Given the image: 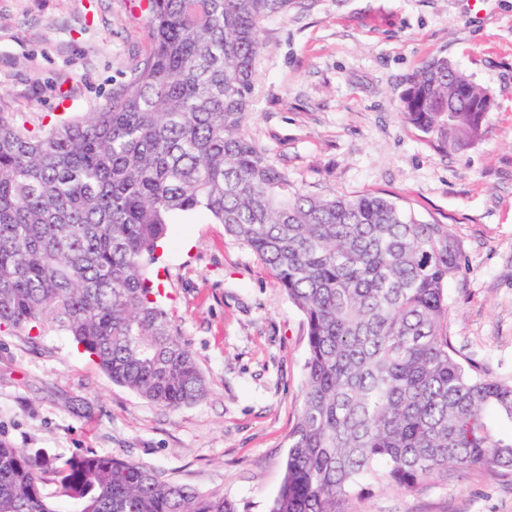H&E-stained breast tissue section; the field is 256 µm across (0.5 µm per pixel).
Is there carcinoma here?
Wrapping results in <instances>:
<instances>
[{
	"label": "carcinoma",
	"instance_id": "carcinoma-1",
	"mask_svg": "<svg viewBox=\"0 0 512 512\" xmlns=\"http://www.w3.org/2000/svg\"><path fill=\"white\" fill-rule=\"evenodd\" d=\"M137 76L32 133L0 113V330L71 336L113 383L167 410L208 392L149 270L201 212L275 273L307 328L302 402L269 512H353L370 486L512 470V380L448 336L461 243L379 194L295 189L245 133L261 21L280 0H147ZM486 91L444 57L412 75L405 121L443 152L483 133ZM55 485L45 492L46 481ZM239 512L143 463L32 457L0 441V512Z\"/></svg>",
	"mask_w": 512,
	"mask_h": 512
}]
</instances>
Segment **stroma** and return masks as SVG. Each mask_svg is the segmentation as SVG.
Segmentation results:
<instances>
[{"mask_svg": "<svg viewBox=\"0 0 512 512\" xmlns=\"http://www.w3.org/2000/svg\"><path fill=\"white\" fill-rule=\"evenodd\" d=\"M146 0H0V112L28 127L82 118L150 50ZM245 131L305 194L385 193L450 225L448 283L462 356L512 379V0H285L260 24ZM443 56L493 99L482 138L436 149L399 112L409 78ZM153 280L207 396L164 410L58 331H0V440L34 455L84 450L268 512L285 471L307 357L302 313L254 253L203 213L177 216ZM353 512H512V472L451 471L406 493L371 489Z\"/></svg>", "mask_w": 512, "mask_h": 512, "instance_id": "1", "label": "stroma"}]
</instances>
